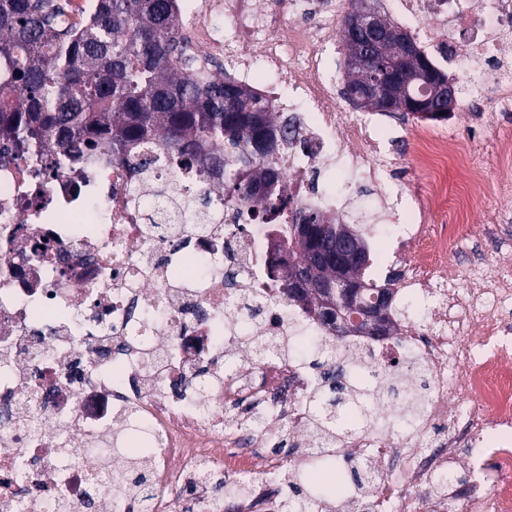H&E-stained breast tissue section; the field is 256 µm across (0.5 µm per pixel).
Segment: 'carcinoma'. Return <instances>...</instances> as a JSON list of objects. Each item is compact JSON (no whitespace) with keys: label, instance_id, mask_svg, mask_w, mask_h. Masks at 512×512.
I'll list each match as a JSON object with an SVG mask.
<instances>
[{"label":"carcinoma","instance_id":"obj_1","mask_svg":"<svg viewBox=\"0 0 512 512\" xmlns=\"http://www.w3.org/2000/svg\"><path fill=\"white\" fill-rule=\"evenodd\" d=\"M175 0H93L86 22L70 23L58 0H0V162H33L30 173L38 178V158L46 153L90 157L108 147L114 163L143 170L151 163L145 149L163 146L170 178L196 169L217 179L224 201L242 206L254 203L263 192L260 221L274 224L288 237V253L297 261L275 263L267 271L270 290L303 306L324 323L321 296L315 294L311 272L325 281L342 272L359 291L355 306L364 310L383 294L394 291V281L377 283L367 276L372 252L365 228L351 224L362 248L357 261L340 263L332 256L331 228L317 211L295 206L281 189L278 165L281 145L287 142L273 106L248 87L228 77L213 78L199 71L185 53V34ZM391 23L375 46L379 60L392 57L398 35ZM432 73L429 83L448 81L419 48L401 64L408 73L422 67ZM374 69L344 71V85L367 98L361 108L382 112L368 97ZM393 100L420 96L419 87L406 85L400 75L387 82ZM188 218L201 230L216 218V203L208 192L186 191L178 198L177 212H157L149 233L157 227ZM311 225L308 240L295 238L294 226ZM253 361H258L279 340L256 337ZM308 360L320 373L309 399L307 433L320 452L338 448L352 429L379 430L372 403L390 401L402 419L416 422L428 398L427 372L415 357L408 371L420 384L402 382V372L370 360L360 339L336 336L310 344ZM354 489L366 490L379 480L376 468L363 462L349 466ZM151 473L128 466L115 473L113 487L148 490ZM288 506L301 512H323L325 501L309 493L302 482H288Z\"/></svg>","mask_w":512,"mask_h":512}]
</instances>
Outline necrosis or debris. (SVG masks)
Here are the masks:
<instances>
[{"label":"necrosis or debris","mask_w":512,"mask_h":512,"mask_svg":"<svg viewBox=\"0 0 512 512\" xmlns=\"http://www.w3.org/2000/svg\"><path fill=\"white\" fill-rule=\"evenodd\" d=\"M393 20L462 84L477 83L481 111L512 103V0H392ZM195 20L187 33L200 61L226 73L293 122L281 160L285 187L301 206L354 223L352 190H380L385 218L371 231L377 277L397 292L391 336L370 342L379 363L413 354L430 380L423 420L391 439L350 433L339 465L388 461L390 477L370 492L372 512H512V257L468 287L469 269L448 254L474 233L476 195L512 197V130L495 133V171L474 165L478 140L449 143L437 126L385 124L340 112L336 96L334 0H177ZM224 21L223 28L212 24ZM286 35H278L279 27ZM273 81L253 84L255 67ZM414 145L419 181L397 183L390 149ZM25 161L0 164V512H139L137 496H116L111 472L127 452L115 435L141 440L151 469L150 512H223L213 477L250 476L234 512H284L287 491L269 485L302 470L311 452L290 443L261 447L271 425L304 433L306 398L318 383L305 358L285 353L247 360L246 337L323 338L330 326L288 300L260 296L252 325L238 307L268 266L288 253L249 209L222 210L198 234L179 225L145 248L153 208L176 194L164 157L151 176L107 154L56 155L33 178ZM464 182L454 183L450 172ZM441 224L430 225L432 214ZM239 269L235 287L227 268ZM468 442L469 487L447 482ZM425 486L424 496L411 484Z\"/></svg>","instance_id":"obj_1"}]
</instances>
